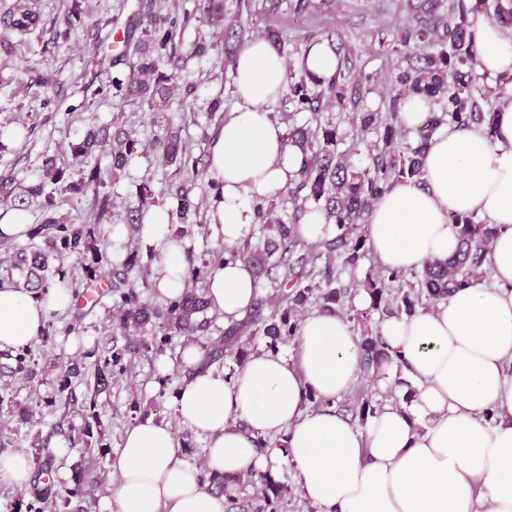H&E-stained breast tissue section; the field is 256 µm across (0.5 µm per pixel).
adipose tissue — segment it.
Wrapping results in <instances>:
<instances>
[{"label":"adipose tissue","mask_w":512,"mask_h":512,"mask_svg":"<svg viewBox=\"0 0 512 512\" xmlns=\"http://www.w3.org/2000/svg\"><path fill=\"white\" fill-rule=\"evenodd\" d=\"M469 38L481 74L512 77L511 29L480 11ZM233 78L242 104L213 131L208 156L223 188L209 199L207 220L228 246L249 235L255 204L285 187L301 162L273 112L290 82L280 52L254 38L239 50ZM472 212L500 228L488 276L381 326L390 361L380 372L413 384L411 406L386 402L363 431L336 412L361 356L350 324L335 313H308L295 354H251L229 379L187 344L178 351L174 407L205 438V465L185 460L168 425L137 422L112 461L119 483L107 512H224L202 471L260 474L281 462L316 512H512V103L497 109L493 137L479 128L435 135L420 181L394 183L367 214L369 242L384 266L419 270L456 251L449 215ZM138 246L161 262L158 300L180 297L190 244L175 235L166 208L147 211ZM206 288L212 311L228 321L256 297L253 272L240 260L217 266ZM72 302L65 278L43 293L0 283V350L31 346ZM309 392L325 407L309 409ZM281 433L285 449L259 448V437Z\"/></svg>","instance_id":"adipose-tissue-1"}]
</instances>
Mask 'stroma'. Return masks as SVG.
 Returning <instances> with one entry per match:
<instances>
[{"mask_svg": "<svg viewBox=\"0 0 512 512\" xmlns=\"http://www.w3.org/2000/svg\"><path fill=\"white\" fill-rule=\"evenodd\" d=\"M134 0H81L88 21L86 27L61 38L64 18L71 0H35L33 5L40 15L38 25L27 35L6 34L0 28V39L9 38L13 53L0 51V128L28 126L29 131L17 143L0 150V176L11 177L26 187L41 178L45 157H56L58 165L72 167L69 152L72 143L80 141L89 123L108 127L110 133L126 131L141 142L148 143L155 136L170 129L180 132L193 149L201 154L209 149L210 136L220 116L209 113L212 99L224 100L225 110H232L240 100L235 92L231 70L224 67V55L219 48L224 41L223 23L205 21L200 0H156L161 12L188 15L189 21L182 33L178 52L186 57L183 69H175L173 62L161 61V70L178 71L181 84H194V96L174 95L165 109V122L153 123V114L147 107L122 102L108 97L94 99L90 107H83L85 83L99 70L104 57L116 55L122 49L120 29L107 26L97 28L93 22L109 17H126ZM415 11L411 0H311L310 8L297 12L281 5L276 13L253 16L239 14L237 0H224L226 20L239 19L252 35L272 31L280 36L281 53L290 69H297L306 47L317 40H333L349 50L355 72L372 74L379 83L363 91L360 110L384 112L396 89L390 79L404 63L394 52V33L406 23ZM216 43L217 48L204 57L192 54L197 40ZM173 169L155 155L140 156L137 166L126 167L118 176L107 180L103 189L109 197V210L102 222L103 232L125 223L129 207L138 202V188L149 183L155 191L167 189ZM58 334L50 344L35 342L34 358L37 374L26 379L21 375L0 371V454L22 452L34 455L31 446L34 432H41L54 455V476L69 481L74 470H85L88 478L98 479L94 495L82 501L84 512H101L105 498L111 496L118 482L113 474L112 454L118 453L126 429L132 423V402L149 405L155 398H163V409L157 413L159 421L168 423L181 443L185 445V459L199 464L205 442L192 430L181 424L174 413L175 384H163L158 368L161 358L174 357L170 347L151 346L136 354L123 374H120L109 392L98 398L96 411L107 428L111 444L109 456L96 460L83 457L72 449L76 429L83 425L80 416L64 415L60 403L45 404L51 381L60 368L81 360L91 349H108L112 337L111 306L96 307L81 324H74L71 313L54 319ZM36 405L40 426L20 421L18 405Z\"/></svg>", "mask_w": 512, "mask_h": 512, "instance_id": "35a3bbf8", "label": "stroma"}]
</instances>
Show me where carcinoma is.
<instances>
[{
	"label": "carcinoma",
	"mask_w": 512,
	"mask_h": 512,
	"mask_svg": "<svg viewBox=\"0 0 512 512\" xmlns=\"http://www.w3.org/2000/svg\"><path fill=\"white\" fill-rule=\"evenodd\" d=\"M30 0H14L12 7L0 18V26L25 31L37 24ZM484 8L493 19L512 27V0H420L417 12L408 24L400 27L395 42L404 49L406 67L395 77L401 86L390 103V112H359L352 110L345 121L356 135L367 141L368 161L355 165L348 158L345 132L340 123L319 119L327 103L344 105L345 100L357 104L363 87L371 84L373 75L351 76L349 59L341 49L333 48L338 59L336 73L329 79L318 80L306 73L290 83V103L293 113H308L311 122L298 125L292 116L285 118L288 142L302 154L301 168L266 203L255 205L258 237H250L242 244L209 251V257L191 260V286L179 298L158 302L144 297L152 287L150 262L144 264L136 250L130 251L118 264L110 261L106 243L97 224H69L56 216L57 195L92 194V206L101 217L108 209V197L100 196L103 180L100 169L80 170L79 179L57 166L53 157L42 161L41 179L24 190L13 194L10 184L0 185V201L12 208L26 209L32 204L42 212V221L32 229L30 237L40 239L35 249L12 246V239L0 234V247L5 248L10 266L21 281L16 287L26 292H44L54 277H70L74 297L85 302L96 288H108L112 297L113 335L125 339L117 347L112 339V354L105 355L94 348L84 354L90 360V369L83 374L70 368L56 375L51 396L47 402L65 399L64 407H80L88 420L78 435L82 442L78 451L91 456L107 454L105 430L95 411L97 398L112 388L116 381L114 367L124 353H137L149 348L141 336L150 331L160 336L159 343L168 345L182 337L186 341L203 339L207 348L206 364L223 361L224 354L234 355L236 364L249 356L246 344L255 336H264L271 343L286 342L298 334L300 320L308 309L315 306L321 311L342 313L346 286L340 271L354 272L368 256V234L365 215L382 197L387 187L395 182L418 180L422 174L425 155L432 136L445 127L459 130L481 127L492 137L493 111L481 104L483 95L473 82L477 55L468 39L469 17ZM203 13L213 22L224 20V0H203ZM189 17L182 19L156 9L154 0H139L126 20L123 50L108 57L101 72L124 65L129 75L112 77L108 82H89L84 92L95 98L112 93L125 102H134L158 113L164 111L172 93L182 89L185 97L195 94L196 87L188 84L181 88L176 74L159 70L158 61L175 57L178 39ZM85 24L78 0L65 17L66 37L75 28ZM246 31L235 23L225 29L224 67L233 66L236 50L229 44L235 38H245ZM421 95L432 102L433 109L425 121L415 129H406L397 123L401 105L409 95ZM105 127H90L82 140L70 146L72 155L84 162L102 149L110 138ZM112 145V175L125 169L130 160L147 152L160 155L167 165L174 167V180L167 194L174 196L178 205L169 211L170 223L176 233L185 236L192 226L205 227L203 222H191L199 215L203 199L196 195L197 182L206 167L203 156H196L177 132L166 130L149 145H143L126 135H115ZM155 192L150 184L139 188L138 205L127 213V224L138 231L144 212L154 202ZM291 207L289 221L278 218L277 209ZM320 211L332 231L316 243L305 242L298 234L309 209ZM449 223L456 228L459 246L446 260L425 264L419 271H402L379 265L369 270L357 286L370 298V305L357 314L359 325L371 321L372 313L380 311L388 316H411L421 307L447 297L451 292L470 285L473 279L488 274L489 245L498 228L475 214H455ZM74 257L72 270L60 266L49 274V258ZM240 259L250 265L257 286L266 290L239 320L224 329L213 328L209 316L210 304L205 297L206 280L212 266L226 259ZM409 282L410 289L395 295L390 293L394 283ZM360 346L364 353L361 368L368 373L389 360L380 335L360 329ZM86 382V392L77 397L73 392V379ZM202 483L207 490L226 493V484L232 480L246 487L254 484V476L229 479L210 475L204 471ZM94 486L84 480L83 473L75 474L69 484H55L47 479L44 486L34 487L28 498L10 506L9 512H67L75 501L84 499ZM284 485L268 478L259 489V505L254 512H280Z\"/></svg>",
	"instance_id": "carcinoma-1"
}]
</instances>
